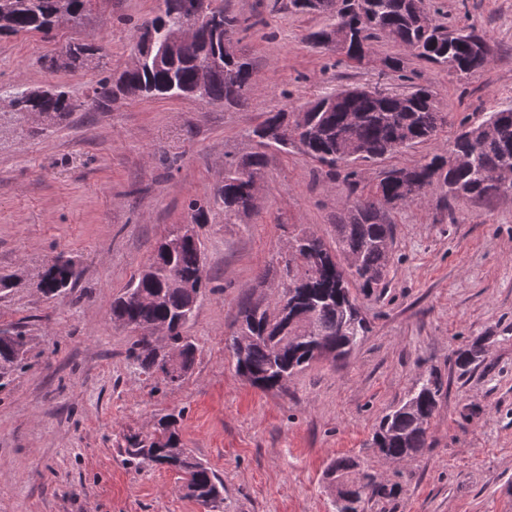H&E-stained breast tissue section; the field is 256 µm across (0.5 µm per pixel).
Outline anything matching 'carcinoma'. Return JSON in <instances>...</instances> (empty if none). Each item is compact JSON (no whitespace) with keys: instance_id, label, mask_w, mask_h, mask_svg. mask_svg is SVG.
<instances>
[{"instance_id":"carcinoma-1","label":"carcinoma","mask_w":512,"mask_h":512,"mask_svg":"<svg viewBox=\"0 0 512 512\" xmlns=\"http://www.w3.org/2000/svg\"><path fill=\"white\" fill-rule=\"evenodd\" d=\"M10 25L0 30V37L21 33L47 34L54 29L60 7L75 15V23L87 16L91 0H10ZM166 8L159 9L149 24L156 38L166 26H173L182 17L181 6L190 0H161ZM317 13L326 15L331 23L310 33L312 43L327 44L331 33L346 27L357 39L351 41L347 59L361 62L373 53L375 42L385 39L412 50L427 63L460 77L483 69L489 54L469 53L466 45L486 44L475 30L452 32L444 37L448 27L431 19L430 27L418 24L424 11L423 0H318ZM89 44L73 43L65 47L62 64L88 60ZM221 49V37L209 41L199 38L184 43L173 61L157 66L145 61L142 68L129 74L128 84L136 98L180 99L184 90L196 79V63L209 53ZM257 81L253 66L237 55L221 68L210 71L207 87L197 100L206 103L239 105L255 91ZM119 98L110 78L98 81L94 102L107 106ZM81 104L70 97L39 99L32 108L43 111L51 120L73 112ZM286 110L266 113L253 130L257 150L241 159L224 162V182L216 190V198L224 204V213L248 214L254 209L250 184L241 177V166L251 174L262 172L266 150L275 148L288 152L299 149L306 157L327 168L336 176L344 170V179L356 186L360 167L381 162L390 154L426 142L437 135L446 123L438 111L434 91L415 86L407 93H393L380 88L365 89L359 94L343 96L339 92L320 95L307 103L288 126V138L276 131ZM485 121L493 133L483 137L478 145L470 143L472 129L460 132L453 142V153L464 156L462 163H448V158L435 155L424 162L406 168L392 169L357 199L355 205L336 225V246L327 244L313 233L301 232L291 237L298 252L309 250L321 256L320 269L313 278L297 263L291 252L281 257V276L294 288V299L301 312L310 314L309 339L299 341L300 333L293 327L282 331L273 318L278 300L257 299L243 304L238 311L239 331L225 340V347L235 360V370L247 377L251 385L262 390H288V381L312 363L310 351H299L301 345L320 343L336 349L337 357L352 351L367 335L365 318L359 319L357 332L349 331L346 322L353 318L350 285L366 295L385 286L394 245L393 225L386 222L381 205L390 199L411 204L400 192L404 181L418 184L420 190L435 187L443 199L457 201L490 200L502 196L504 182L512 186V105L487 113ZM44 295L61 297L72 290L78 277L64 267L53 265L41 277ZM184 282L197 287L187 290ZM208 278L202 259V244L184 241L174 251L167 250L161 240L149 271H142L125 292L112 303V316L118 322L138 327L168 324L169 339L181 348L184 369L195 360L196 344L185 334ZM19 333L0 332V381L25 367L27 349L21 347ZM482 348L476 344L458 353L456 364L465 369L479 360ZM130 357L141 370L158 371L163 358L157 347L140 336L133 344ZM444 383L436 373H421L416 378L407 399L382 416L373 437L375 447L393 460L413 458L427 447V430L443 394ZM180 447L177 419L169 415L160 420L156 434L147 442L140 441L130 449L131 455L142 461L162 466L170 458L171 449ZM329 469L344 476L360 490L357 512L373 498H385L393 488L377 474L359 469L350 457L332 460ZM177 472L182 479L195 485L200 495H224V480L207 464L193 457L182 460Z\"/></svg>"}]
</instances>
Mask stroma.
<instances>
[{"mask_svg": "<svg viewBox=\"0 0 512 512\" xmlns=\"http://www.w3.org/2000/svg\"><path fill=\"white\" fill-rule=\"evenodd\" d=\"M425 5L486 38L482 71L460 79L390 41L357 65L308 41L324 15L295 13L288 0H224L258 81L244 104L136 98L100 108L94 88L129 64L159 0H92L82 24L0 39V329L29 339L25 367L0 387V512H205L182 494L179 474L125 453L169 414L183 447L223 478L220 512H333L324 474L342 456L398 484L367 512H512V198L448 208L430 188L418 203L386 207L395 233L387 286L357 297L367 336L346 359L314 361L287 392L252 386L224 346L246 296L280 295L276 259L290 236L334 243L355 198L301 153L270 149L255 210L225 217L213 200L224 161L255 151L249 133L266 113L346 87L430 86L447 124L364 167L368 187L449 153L461 129L512 101V0ZM91 39L99 62L51 66L67 44ZM387 57L402 72L385 68ZM20 87H58L80 107L42 121L12 107ZM193 202L208 211L199 234L209 288L187 327L195 362L172 385L134 366L137 335L111 306ZM55 259L74 263L79 279L49 299L38 284ZM475 342L484 355L461 372L456 355ZM430 369L444 390L429 446L389 463L372 443L379 421Z\"/></svg>", "mask_w": 512, "mask_h": 512, "instance_id": "35a3bbf8", "label": "stroma"}]
</instances>
